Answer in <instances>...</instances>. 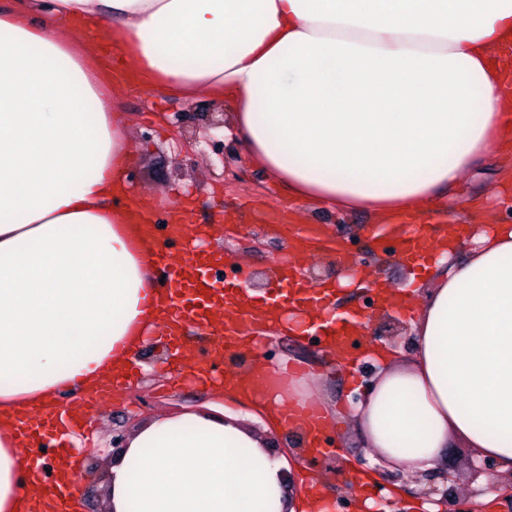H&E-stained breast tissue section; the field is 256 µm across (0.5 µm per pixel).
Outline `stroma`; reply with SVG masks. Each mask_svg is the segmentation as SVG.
I'll list each match as a JSON object with an SVG mask.
<instances>
[{"label":"stroma","instance_id":"35a3bbf8","mask_svg":"<svg viewBox=\"0 0 512 512\" xmlns=\"http://www.w3.org/2000/svg\"><path fill=\"white\" fill-rule=\"evenodd\" d=\"M69 35L89 50L109 79L112 96L107 104L125 120L132 142L125 182L133 199L153 209L159 246L169 251L183 249V240L169 237L166 223L170 210L179 201L190 200L194 204L189 215L191 225L209 229L204 248L222 249L233 260L223 273H211L214 287H223L230 281L241 288L253 285L256 292L267 294L269 271L290 254V244L269 223L248 213L239 214L238 205L252 199L273 213L290 207L287 198L259 171L245 166L238 143L224 140L213 145L203 143L194 150L187 147L190 138L207 127L213 113L229 112V105L204 94L185 101L131 92L125 82L114 78L113 65L102 53L107 43L105 29L86 36L73 27ZM294 210L298 223L317 226L340 239L352 255L362 260L370 277L363 281L350 276L335 254L322 251L302 259V271L311 273L318 282L338 284L337 313L356 311L372 315V341L409 352L413 336L406 317L390 310L377 311L374 284L381 281L394 290H410L419 278L408 265L385 253L383 244L374 236L376 217L365 213L340 214L312 206ZM318 337L315 331L294 335L279 332L264 340L259 352L225 351L214 375L220 379L225 371H244L257 365L274 370L285 362L295 369L316 373L317 385L327 403L350 402L370 384L375 367L372 361L364 360L356 368L346 370L323 359ZM137 361L128 392L115 391L106 399H91L87 417L79 428L80 434L92 439L82 451L81 471L72 478L81 490L85 512H105L107 507L113 433L132 431L159 412L177 413L219 398L211 385L199 383L180 361L172 360L171 348L164 339L152 340ZM328 435L337 453L322 459L316 472L325 483L331 512H356L361 498L377 497L381 489L357 485L345 479L344 474L374 467L376 456L355 423L331 429ZM475 457V449L469 448L464 440L450 438L446 462L452 475L453 494L460 499L462 512H468L471 497L484 487L482 476L471 469Z\"/></svg>","mask_w":512,"mask_h":512}]
</instances>
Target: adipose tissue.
Segmentation results:
<instances>
[{
	"mask_svg": "<svg viewBox=\"0 0 512 512\" xmlns=\"http://www.w3.org/2000/svg\"><path fill=\"white\" fill-rule=\"evenodd\" d=\"M76 18L108 22L142 91L229 102L225 137L295 205L426 213L512 152V0H0V512L37 494L10 415L99 389L163 325L120 178L125 125L64 32ZM433 252L411 357L367 344L376 375L336 416L406 474L453 436L512 472V225L445 228ZM246 378L228 397L250 419L215 404L138 424L110 512H328L290 494L273 450L288 399L264 370ZM313 381L288 401L321 407Z\"/></svg>",
	"mask_w": 512,
	"mask_h": 512,
	"instance_id": "adipose-tissue-1",
	"label": "adipose tissue"
}]
</instances>
